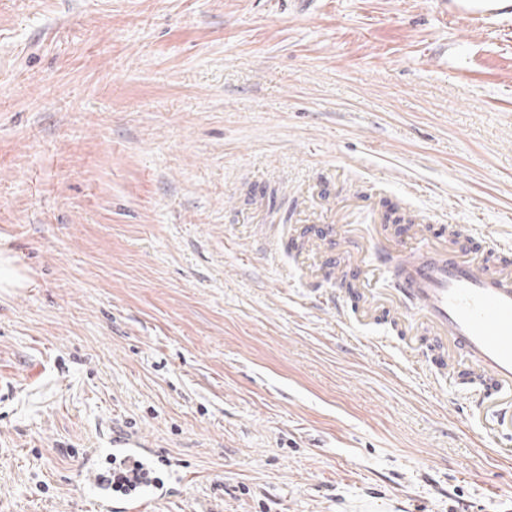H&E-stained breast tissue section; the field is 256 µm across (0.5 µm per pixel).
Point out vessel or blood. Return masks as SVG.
I'll return each mask as SVG.
<instances>
[{"instance_id": "obj_1", "label": "vessel or blood", "mask_w": 512, "mask_h": 512, "mask_svg": "<svg viewBox=\"0 0 512 512\" xmlns=\"http://www.w3.org/2000/svg\"><path fill=\"white\" fill-rule=\"evenodd\" d=\"M448 16L484 31L512 25V0H448ZM414 258L401 279L400 298L379 288L374 269H367L363 296L369 306L397 309L410 338L425 332L438 350L476 368L489 390L474 392L471 418L480 420L483 435L496 443L498 430L512 424V272H496L471 258L467 250L419 241L405 247ZM106 453L121 463L152 470L153 451L137 433L115 431ZM79 480L93 494L95 512H151L154 503L183 483L182 465L170 470L169 482L151 481L149 489L108 493V485L92 459H85Z\"/></svg>"}]
</instances>
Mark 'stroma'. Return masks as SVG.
Listing matches in <instances>:
<instances>
[{"instance_id": "stroma-1", "label": "stroma", "mask_w": 512, "mask_h": 512, "mask_svg": "<svg viewBox=\"0 0 512 512\" xmlns=\"http://www.w3.org/2000/svg\"><path fill=\"white\" fill-rule=\"evenodd\" d=\"M512 245V31L442 0H0V512H93L112 424L152 512H512V451L347 260ZM27 279L14 265L6 251H0V288H23ZM106 447L94 448L78 471L83 488L93 493V506L96 512H149L157 500L171 493L173 485L184 482V467L175 464L172 468L173 465L170 464V482L161 483L152 478L149 485L151 488L142 492L141 488L132 487L123 490L122 498L111 495L107 492L108 484L93 463L94 457L106 453L115 461L119 459L121 463H128L130 467H141L148 475L153 470L151 457L156 455L137 433L116 431L113 428Z\"/></svg>"}]
</instances>
